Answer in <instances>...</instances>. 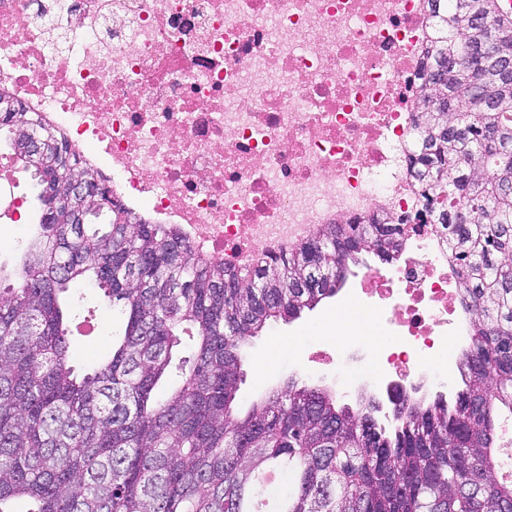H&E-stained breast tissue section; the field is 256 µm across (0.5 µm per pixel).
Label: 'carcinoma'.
<instances>
[{
  "label": "carcinoma",
  "instance_id": "cac0c4a2",
  "mask_svg": "<svg viewBox=\"0 0 512 512\" xmlns=\"http://www.w3.org/2000/svg\"><path fill=\"white\" fill-rule=\"evenodd\" d=\"M434 40L414 110L419 203L438 225L474 310L455 401L339 403L289 379L243 410L242 363L267 321L336 296L367 252L388 262L399 219L328 224L234 269L197 255L173 224L127 209L109 180L0 89V135L31 170L40 231L0 266V512H512L498 418L512 414V14L499 0H426ZM41 149L31 155L27 142ZM112 205L68 198L72 182ZM96 289L125 318L112 356L80 372L64 301ZM191 355L173 362L183 337ZM180 378L158 396L165 377Z\"/></svg>",
  "mask_w": 512,
  "mask_h": 512
}]
</instances>
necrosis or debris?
Wrapping results in <instances>:
<instances>
[{
  "label": "necrosis or debris",
  "mask_w": 512,
  "mask_h": 512,
  "mask_svg": "<svg viewBox=\"0 0 512 512\" xmlns=\"http://www.w3.org/2000/svg\"><path fill=\"white\" fill-rule=\"evenodd\" d=\"M433 36L424 0H0V87L97 167L131 211L232 267L323 224L402 219L386 267L356 274L377 346L321 365L356 398L409 399L467 375L460 269L421 224L409 149Z\"/></svg>",
  "instance_id": "necrosis-or-debris-1"
}]
</instances>
